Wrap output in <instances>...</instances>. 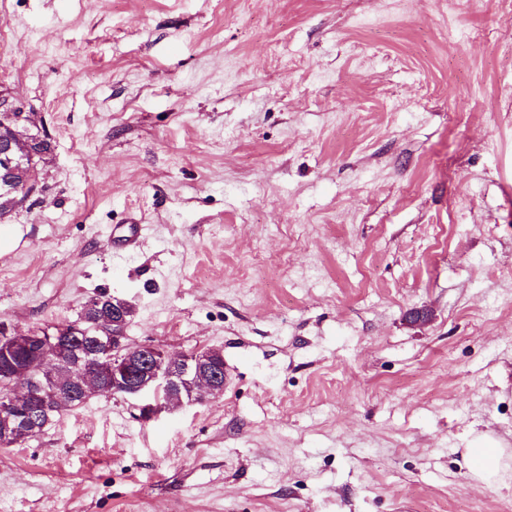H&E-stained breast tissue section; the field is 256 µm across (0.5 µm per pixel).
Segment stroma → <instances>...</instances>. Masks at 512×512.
Instances as JSON below:
<instances>
[{
  "label": "stroma",
  "mask_w": 512,
  "mask_h": 512,
  "mask_svg": "<svg viewBox=\"0 0 512 512\" xmlns=\"http://www.w3.org/2000/svg\"><path fill=\"white\" fill-rule=\"evenodd\" d=\"M0 95L53 143L0 330L104 292L230 376L0 447V512H512V0H0ZM512 451V448H511ZM502 448L493 438H480L471 448H464L463 463L476 486L493 488L511 477L512 452Z\"/></svg>",
  "instance_id": "35a3bbf8"
}]
</instances>
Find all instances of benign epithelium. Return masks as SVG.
Returning <instances> with one entry per match:
<instances>
[{
  "instance_id": "1",
  "label": "benign epithelium",
  "mask_w": 512,
  "mask_h": 512,
  "mask_svg": "<svg viewBox=\"0 0 512 512\" xmlns=\"http://www.w3.org/2000/svg\"><path fill=\"white\" fill-rule=\"evenodd\" d=\"M0 112L12 115L14 129L7 143L0 146V197L9 200L15 210L40 192L36 184L37 164L51 154L38 143L48 132L37 125L33 113L7 98H0ZM122 309H112V320H98L96 335L89 337L96 362H107L112 375V395L135 402L139 417L149 421L162 409L184 404L183 391L196 399L218 397L224 393L225 367L216 350L169 354L150 344L131 348L126 343L125 328L119 326ZM24 350L35 356L43 378L54 385L57 406L63 407L77 392L101 386L97 366L92 365L64 376L62 362L55 354L52 334L47 330L0 334L3 353ZM48 409L37 405L35 388L27 370L15 368L9 374L7 392L0 397V414L14 422V431L22 439L33 438L48 425Z\"/></svg>"
}]
</instances>
